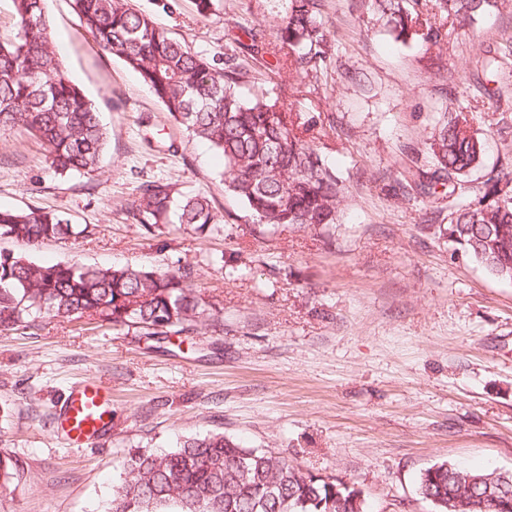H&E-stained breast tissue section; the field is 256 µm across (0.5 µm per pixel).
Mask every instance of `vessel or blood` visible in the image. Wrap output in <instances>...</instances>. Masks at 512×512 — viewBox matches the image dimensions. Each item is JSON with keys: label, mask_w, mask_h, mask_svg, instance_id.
<instances>
[{"label": "vessel or blood", "mask_w": 512, "mask_h": 512, "mask_svg": "<svg viewBox=\"0 0 512 512\" xmlns=\"http://www.w3.org/2000/svg\"><path fill=\"white\" fill-rule=\"evenodd\" d=\"M107 402L105 389L96 381L87 379L76 383L56 416L58 429L74 445L93 442L108 426Z\"/></svg>", "instance_id": "vessel-or-blood-1"}]
</instances>
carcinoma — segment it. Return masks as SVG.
I'll use <instances>...</instances> for the list:
<instances>
[{"label":"carcinoma","instance_id":"cac0c4a2","mask_svg":"<svg viewBox=\"0 0 512 512\" xmlns=\"http://www.w3.org/2000/svg\"><path fill=\"white\" fill-rule=\"evenodd\" d=\"M18 32L0 43V131L24 127L48 144L59 173L89 174L108 132L100 113L67 75L47 29L43 0H13ZM99 46L135 70L162 108L191 138L224 161L225 191L256 224L318 228L338 222L345 185L328 165L315 130L321 115L285 110L266 86L327 72L331 35L323 0H273L274 24L241 26L239 51L209 60L174 40L130 0H73ZM502 0H367L370 18L397 41L425 52L448 38V22L470 26ZM285 52L277 65L254 68L253 54ZM485 142L473 111L446 112L424 142L430 170L406 166L402 180L428 196L452 197L479 163ZM146 228L186 224L198 231L221 223L202 192L182 195L171 184L140 188L130 210ZM88 225L57 212L0 208V238L35 246L76 240ZM448 240L490 274L512 279V173L488 179L475 203L449 214ZM191 272L145 265L40 263L0 252V331L37 329L48 318L87 319L114 328L135 326L150 336L218 326V311L190 284ZM107 512H366L360 491L245 448L222 433L190 435L170 449H139L125 462ZM466 471L438 462L421 474L422 498L434 512H512V470ZM16 478L0 455V489Z\"/></svg>","mask_w":512,"mask_h":512}]
</instances>
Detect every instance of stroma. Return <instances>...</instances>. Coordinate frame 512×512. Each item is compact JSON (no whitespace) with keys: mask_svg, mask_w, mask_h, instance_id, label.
Segmentation results:
<instances>
[{"mask_svg":"<svg viewBox=\"0 0 512 512\" xmlns=\"http://www.w3.org/2000/svg\"><path fill=\"white\" fill-rule=\"evenodd\" d=\"M176 40L222 57L242 25L270 26L267 0H131ZM48 34L73 82L108 130L89 175H61L49 148L17 127L0 132V208L59 212L90 227L78 241L0 252L36 262L186 268L219 312L168 341L138 328L44 320L0 333V454L17 477L0 512H105L137 448H172L221 433L248 448L360 490L368 512H434L418 491L436 462L512 469V280L453 251L448 198L399 188L408 160L446 109L486 100L495 85L480 56L512 46V10L450 31L424 53L370 23L363 0H324L335 38L327 76L290 80L285 108L334 115L319 141L343 178L340 221L314 228L253 223L224 189L221 160L190 138L137 73L104 52L72 0H46ZM488 142L461 190L512 171V98L479 112ZM208 196L224 223L199 234L144 229L128 209L146 182ZM94 379L112 394L109 428L69 447L54 425L70 385Z\"/></svg>","mask_w":512,"mask_h":512,"instance_id":"35a3bbf8","label":"stroma"}]
</instances>
